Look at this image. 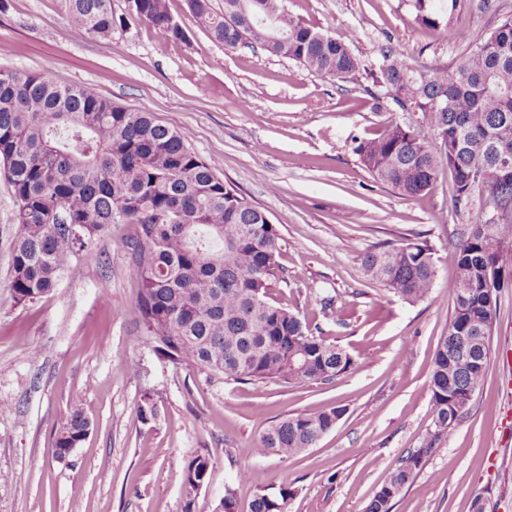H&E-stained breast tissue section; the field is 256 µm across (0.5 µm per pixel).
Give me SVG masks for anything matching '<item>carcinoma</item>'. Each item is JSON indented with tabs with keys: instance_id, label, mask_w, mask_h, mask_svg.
Wrapping results in <instances>:
<instances>
[{
	"instance_id": "cac0c4a2",
	"label": "carcinoma",
	"mask_w": 512,
	"mask_h": 512,
	"mask_svg": "<svg viewBox=\"0 0 512 512\" xmlns=\"http://www.w3.org/2000/svg\"><path fill=\"white\" fill-rule=\"evenodd\" d=\"M67 20L82 37H112L124 18L112 0H64ZM468 0H412L415 22L444 41L465 45L454 64L422 65L390 46L381 60L361 63L351 41L327 35L288 11L285 0H187L197 24L227 49L260 48L334 80L360 72L380 88L374 108L392 101L421 122H390L353 150L375 181L405 197L432 190L448 169L458 207L478 193L495 194L498 210L467 225L448 250L457 288L448 330L430 379L435 430L429 446L409 452L370 500L366 512H390L432 444L467 410L489 367L494 293L512 268V172L498 153L512 149V16L479 39L457 27ZM131 16L183 41L166 0H130ZM186 135L152 113L115 104L96 93L61 86L44 72L0 70V174L10 186L14 221L9 288L19 304L51 294L61 279L94 255L114 224H130L135 258L127 276L153 350L208 376L251 383L334 380L350 357L271 298L282 273L279 234L268 216L217 174ZM367 279L417 302L433 288L437 260L427 242H389L361 258ZM344 409L291 414L270 423L259 439L264 455L294 456L316 443ZM141 420L157 415L145 392ZM91 423L77 409L60 428L53 454L77 447ZM209 462L198 456L183 476L184 512H192ZM256 489L250 512H286L292 495L239 472Z\"/></svg>"
}]
</instances>
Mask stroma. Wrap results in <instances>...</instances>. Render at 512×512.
<instances>
[{
  "mask_svg": "<svg viewBox=\"0 0 512 512\" xmlns=\"http://www.w3.org/2000/svg\"><path fill=\"white\" fill-rule=\"evenodd\" d=\"M187 34L166 40L129 19L128 0H112L127 24L111 39H79L63 0H0V69L45 72L163 124L186 130L192 149L220 161L219 175L268 214L280 234L286 279L273 296L348 353L351 368L333 382L266 385L207 379L160 359L126 277L123 245L132 228L101 237L95 257L49 296L16 303L9 288L17 232L0 178V512H183L182 481L197 456L209 482L193 512H216L233 487L239 512L255 490L240 469L290 484L287 512H365L387 473L434 430L430 377L448 328L455 273L447 258L479 205L454 206L450 174L407 198L375 182L353 151L389 122L420 116L394 103L374 110L369 82H345L260 50H229L167 0ZM289 10L322 32L352 37L368 65L389 45L421 62L452 63L460 47L415 24L407 0H288ZM425 240L439 259L430 296L410 303L370 283L363 252L382 241ZM336 300L322 313L318 301ZM40 358L29 355L33 347ZM487 375L454 430L435 442L391 512H512V275L498 294ZM158 402L144 422V392ZM343 408L335 427L296 456L259 455L269 421ZM90 421L86 439L65 459L55 437L72 410Z\"/></svg>",
  "mask_w": 512,
  "mask_h": 512,
  "instance_id": "1",
  "label": "stroma"
}]
</instances>
